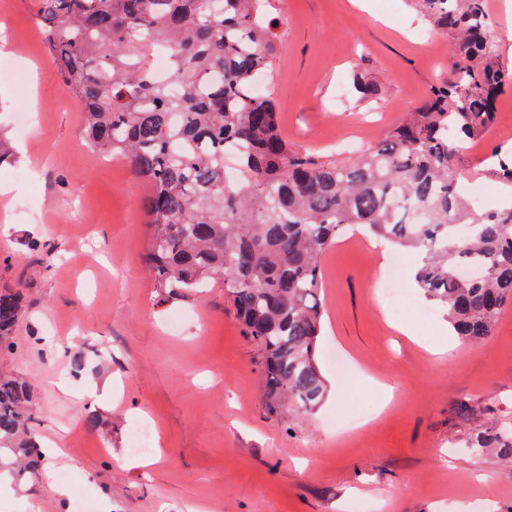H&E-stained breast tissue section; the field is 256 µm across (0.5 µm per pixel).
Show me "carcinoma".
I'll return each instance as SVG.
<instances>
[{
	"label": "carcinoma",
	"instance_id": "obj_1",
	"mask_svg": "<svg viewBox=\"0 0 512 512\" xmlns=\"http://www.w3.org/2000/svg\"><path fill=\"white\" fill-rule=\"evenodd\" d=\"M410 2L455 40L451 74L382 139L335 158L288 144L273 101L255 92L277 53L269 0H37L53 74L83 106L87 147L126 159L149 184L145 261L158 287L178 294L224 279L259 347L270 414L325 399L320 261L348 225L421 254L416 284L464 341H484L512 303V200L480 210L458 189L461 143L492 128L512 67L488 35L485 0ZM155 48L170 53L164 79L147 61ZM490 158L512 188V146L495 144ZM21 310L19 292L1 288L0 355L16 348ZM30 404L25 384L0 377V456L19 459L16 479L42 464ZM467 447L512 459V428L481 430Z\"/></svg>",
	"mask_w": 512,
	"mask_h": 512
}]
</instances>
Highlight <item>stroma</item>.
Returning a JSON list of instances; mask_svg holds the SVG:
<instances>
[{
    "mask_svg": "<svg viewBox=\"0 0 512 512\" xmlns=\"http://www.w3.org/2000/svg\"><path fill=\"white\" fill-rule=\"evenodd\" d=\"M0 136L14 161L0 166L9 206L0 210V288L24 300L13 353L0 374L32 394L36 440L63 448L45 457L38 480L0 477L17 512H75L49 472L75 462L98 512H512V462L478 454L475 430L512 424V304L485 341L458 342L453 360L431 361L422 341L450 337L431 301L417 340L394 328L378 285L396 272L416 292L411 252L342 231L323 255L326 309L317 360L325 402L308 413L271 416L262 406L257 348L244 335L217 281L171 298L143 254L149 238L144 185L122 160L99 159L82 138L80 104L52 76L35 24L36 0H5ZM278 51L262 77L293 147L331 156L380 138L431 87L447 80L452 39L433 34L408 6L381 11L351 0H271ZM372 84L360 100L356 82ZM34 117L32 133L15 126ZM488 139L468 142L460 186L495 185ZM27 178L18 179L14 170ZM177 331H169L172 320ZM67 358H57L59 347ZM396 384L398 396L358 386L359 372ZM149 419L154 463L126 465L132 422Z\"/></svg>",
    "mask_w": 512,
    "mask_h": 512,
    "instance_id": "1",
    "label": "stroma"
}]
</instances>
